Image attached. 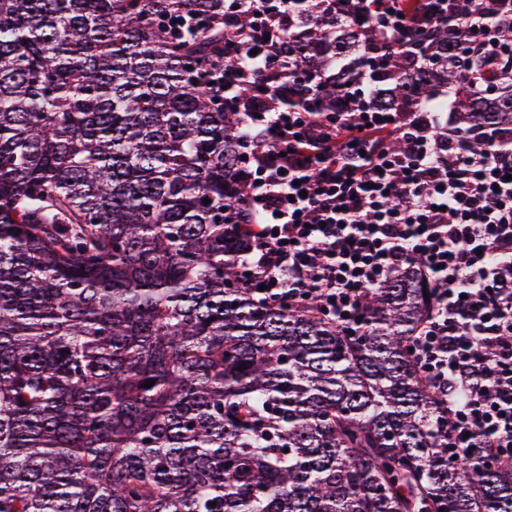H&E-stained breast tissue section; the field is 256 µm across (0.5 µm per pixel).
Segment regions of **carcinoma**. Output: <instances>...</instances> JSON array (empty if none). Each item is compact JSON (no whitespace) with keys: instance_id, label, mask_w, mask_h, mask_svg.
<instances>
[{"instance_id":"carcinoma-1","label":"carcinoma","mask_w":512,"mask_h":512,"mask_svg":"<svg viewBox=\"0 0 512 512\" xmlns=\"http://www.w3.org/2000/svg\"><path fill=\"white\" fill-rule=\"evenodd\" d=\"M224 5L0 0V512H512V468L437 446L418 265L359 334L240 285L237 113L203 77L251 17ZM373 37L293 0L254 78L286 105L317 70L334 102ZM465 38L435 29L426 73L395 50L376 105L443 85L462 133L512 125V64Z\"/></svg>"}]
</instances>
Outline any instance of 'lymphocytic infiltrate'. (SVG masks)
Masks as SVG:
<instances>
[{
	"label": "lymphocytic infiltrate",
	"mask_w": 512,
	"mask_h": 512,
	"mask_svg": "<svg viewBox=\"0 0 512 512\" xmlns=\"http://www.w3.org/2000/svg\"><path fill=\"white\" fill-rule=\"evenodd\" d=\"M460 15L456 0H336L337 12L375 29L370 60L410 45L433 64L430 20L465 27L471 50L491 55L494 14L512 0ZM252 15L226 32L213 90L250 83L274 62L267 27L288 29L291 0H228ZM369 70L354 74L340 111L317 92L300 107L242 109L253 222L242 281L262 302H287L351 331L371 291L411 263L432 288L431 307L407 344L439 399L440 443L459 458L512 465V128L485 127L484 146L422 106L373 107ZM403 148H388L390 137Z\"/></svg>",
	"instance_id": "obj_1"
}]
</instances>
